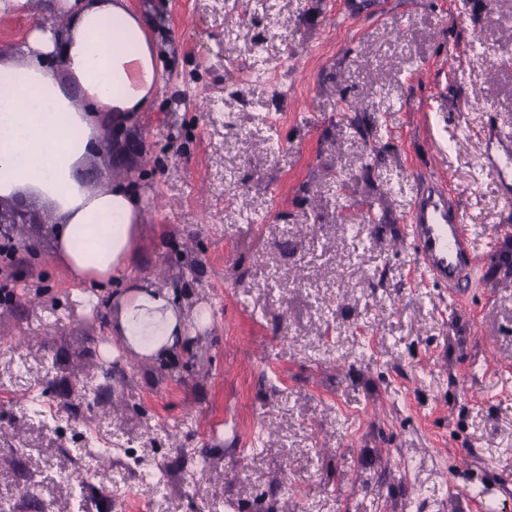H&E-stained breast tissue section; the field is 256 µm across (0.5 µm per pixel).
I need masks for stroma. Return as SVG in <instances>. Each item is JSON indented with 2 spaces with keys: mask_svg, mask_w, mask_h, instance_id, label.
Wrapping results in <instances>:
<instances>
[{
  "mask_svg": "<svg viewBox=\"0 0 512 512\" xmlns=\"http://www.w3.org/2000/svg\"><path fill=\"white\" fill-rule=\"evenodd\" d=\"M126 4L161 82L85 177L143 199L130 273L192 324L166 361L103 359L119 285L85 308L53 224L13 225L0 502L512 512V208L483 160L512 136V0ZM429 177L484 256L460 297L407 240Z\"/></svg>",
  "mask_w": 512,
  "mask_h": 512,
  "instance_id": "1",
  "label": "stroma"
}]
</instances>
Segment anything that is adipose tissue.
<instances>
[{
    "instance_id": "adipose-tissue-1",
    "label": "adipose tissue",
    "mask_w": 512,
    "mask_h": 512,
    "mask_svg": "<svg viewBox=\"0 0 512 512\" xmlns=\"http://www.w3.org/2000/svg\"><path fill=\"white\" fill-rule=\"evenodd\" d=\"M0 78V199L48 202L72 278L120 279L142 205L123 187L91 188L83 169L105 132L94 114L141 111L161 80L145 19L124 0H64L57 22L0 57ZM180 302L153 279H131L112 334L141 358L168 357L187 334Z\"/></svg>"
}]
</instances>
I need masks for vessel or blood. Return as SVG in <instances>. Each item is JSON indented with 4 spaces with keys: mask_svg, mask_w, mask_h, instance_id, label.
<instances>
[{
    "mask_svg": "<svg viewBox=\"0 0 512 512\" xmlns=\"http://www.w3.org/2000/svg\"><path fill=\"white\" fill-rule=\"evenodd\" d=\"M484 159L497 173L505 203L511 204L512 138L498 133L489 136ZM407 231L425 277L451 294L465 292L480 254L443 182L425 180L409 212Z\"/></svg>",
    "mask_w": 512,
    "mask_h": 512,
    "instance_id": "b4317fda",
    "label": "vessel or blood"
}]
</instances>
